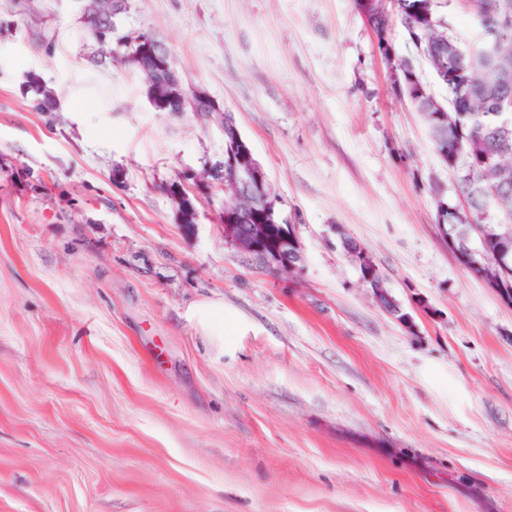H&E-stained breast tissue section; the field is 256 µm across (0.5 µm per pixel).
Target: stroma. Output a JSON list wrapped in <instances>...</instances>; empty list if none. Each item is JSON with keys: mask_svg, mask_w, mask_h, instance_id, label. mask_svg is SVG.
Wrapping results in <instances>:
<instances>
[{"mask_svg": "<svg viewBox=\"0 0 512 512\" xmlns=\"http://www.w3.org/2000/svg\"><path fill=\"white\" fill-rule=\"evenodd\" d=\"M119 23L216 114L154 111L96 65L77 0H0V512H512V307L438 223L455 174L391 66L447 90L403 28L381 49L354 0H128ZM226 112L293 271L225 242L223 194L189 179ZM339 246L347 257L361 270L363 274L361 280L369 286L378 306L393 316L400 315L401 308L399 304L386 288L383 279L377 273L375 263L367 251L358 243L357 248H354L352 244L344 239V236L340 238ZM192 318L209 336H220L224 333V307L218 304H202L191 312Z\"/></svg>", "mask_w": 512, "mask_h": 512, "instance_id": "obj_1", "label": "stroma"}]
</instances>
